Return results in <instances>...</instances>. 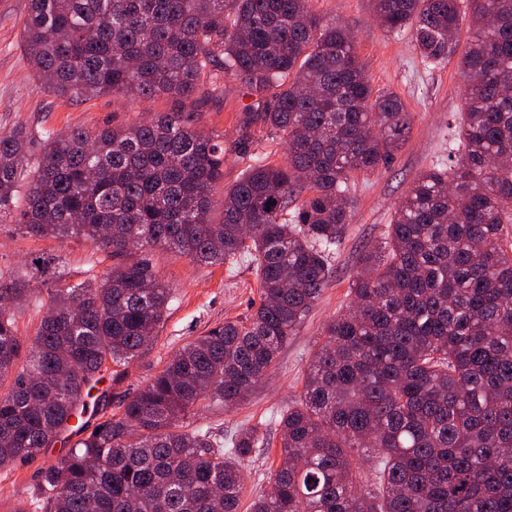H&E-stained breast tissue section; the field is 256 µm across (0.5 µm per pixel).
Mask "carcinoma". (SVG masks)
<instances>
[{"mask_svg": "<svg viewBox=\"0 0 512 512\" xmlns=\"http://www.w3.org/2000/svg\"><path fill=\"white\" fill-rule=\"evenodd\" d=\"M311 0H28L21 43L60 99L223 94L247 128L284 139L224 178V144L186 112L64 135L0 131V222L82 237L115 259L77 283L57 270L34 336L18 335V280L0 283V470L52 447L107 364L155 341L173 295L157 249L246 259L257 310L180 348L123 412L42 471L45 512H238L242 462L270 441L194 427L264 380L332 278L356 174L385 168L411 115L373 87L346 28ZM422 60L457 58L465 83L449 163L422 173L359 257L348 312L324 324L298 402L278 413L275 492L251 512H512V0H369ZM471 35L460 44L464 18ZM272 206H267V203ZM222 219L213 220L214 211Z\"/></svg>", "mask_w": 512, "mask_h": 512, "instance_id": "carcinoma-1", "label": "carcinoma"}]
</instances>
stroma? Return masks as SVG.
<instances>
[{
  "label": "stroma",
  "mask_w": 512,
  "mask_h": 512,
  "mask_svg": "<svg viewBox=\"0 0 512 512\" xmlns=\"http://www.w3.org/2000/svg\"><path fill=\"white\" fill-rule=\"evenodd\" d=\"M311 6L355 33L357 52L373 86L401 97L411 115V132L388 168L356 176L350 190L351 221L334 257V277L297 335L281 350L266 382L234 408L207 407L197 412L195 424L227 434L252 426L274 434L276 413L302 393L309 360L323 340L324 323L344 313L350 304L348 285L358 270L362 250L380 239L414 179L447 161L462 108L464 81L456 60L422 62L409 36L390 35L378 26L368 0H312ZM26 10L27 0H0V130L18 126L33 131L95 130L106 125L128 126L155 112L183 111L192 114L199 131L223 136L225 183H233L246 167L241 147L266 153L278 163L284 160V144L267 133L251 130L247 145H240L248 100L232 78L225 79L223 95L183 104L164 96L135 103L109 94L78 102L50 96L34 79L21 45ZM39 256L61 262L73 283L103 276L112 266L107 253L83 238L36 239L17 225L0 223V282L21 278L37 291L53 287L50 271L36 269L32 263ZM154 262L174 293L170 311L153 345L121 368L119 375L99 384L101 416L118 414L122 401L146 386L185 343L224 321L248 318L259 304L257 280L246 262L233 267L204 265L166 250L156 251ZM80 438L79 432L68 431L36 458L0 470V512H13L17 504L40 499L42 468ZM279 463L280 448L275 443L244 462L243 504L268 491V476Z\"/></svg>",
  "instance_id": "obj_1"
}]
</instances>
